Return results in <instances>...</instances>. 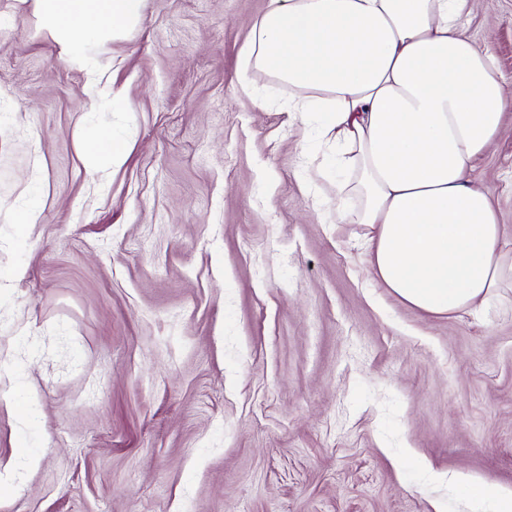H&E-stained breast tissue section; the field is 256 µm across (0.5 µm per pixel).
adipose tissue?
<instances>
[{
  "label": "adipose tissue",
  "instance_id": "1",
  "mask_svg": "<svg viewBox=\"0 0 512 512\" xmlns=\"http://www.w3.org/2000/svg\"><path fill=\"white\" fill-rule=\"evenodd\" d=\"M69 60L84 42L123 36L146 0H31ZM476 0H269L243 51L298 96L292 109L342 153L336 205L360 224L376 278L422 311L480 310L512 264L477 163L506 133L512 76L468 35ZM480 512H512V489L464 475Z\"/></svg>",
  "mask_w": 512,
  "mask_h": 512
}]
</instances>
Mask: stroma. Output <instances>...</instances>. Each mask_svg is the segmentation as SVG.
<instances>
[{"instance_id":"35a3bbf8","label":"stroma","mask_w":512,"mask_h":512,"mask_svg":"<svg viewBox=\"0 0 512 512\" xmlns=\"http://www.w3.org/2000/svg\"><path fill=\"white\" fill-rule=\"evenodd\" d=\"M266 7L148 0L85 44L91 78L0 0V391L24 398L0 399V512H473L449 475L512 488V287L448 318L376 279L335 154L241 69ZM468 29L512 75V0ZM100 126L120 166L87 165ZM476 175L512 239L511 135Z\"/></svg>"}]
</instances>
